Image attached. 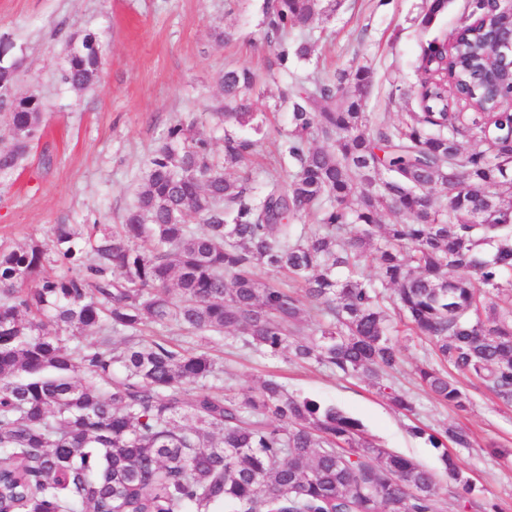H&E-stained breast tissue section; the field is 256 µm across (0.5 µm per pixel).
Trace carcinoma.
Returning a JSON list of instances; mask_svg holds the SVG:
<instances>
[{"mask_svg":"<svg viewBox=\"0 0 512 512\" xmlns=\"http://www.w3.org/2000/svg\"><path fill=\"white\" fill-rule=\"evenodd\" d=\"M320 2L266 0L285 84L296 81L289 56H312ZM473 13L448 50L428 44L422 111L399 124L368 127V68L306 77L288 95L287 181L255 192L225 170L246 168L256 140L226 131L217 157L179 124L122 223L86 236L57 224L50 248L0 250V512H436L435 475L336 406L293 396L275 377L242 397L206 385L224 371L207 344L234 330L256 353L377 378L398 369L403 332L432 346L439 365L418 378L436 400L466 410L464 378L512 403V92L494 77L477 0ZM68 64L66 83L82 92L102 59L77 46ZM17 71L0 65V174L40 137L41 101L16 93ZM220 84L213 116L261 133L251 69H228ZM459 103L470 111H450ZM461 136L486 150L463 154ZM386 211L410 221L383 224ZM147 237L150 250L138 245ZM49 260L60 275L41 276ZM308 308L320 316L311 336ZM170 324L206 345L144 336ZM78 333L94 341L75 344ZM388 398L413 412L407 394ZM428 442L469 488L446 451L473 447L469 431L448 426Z\"/></svg>","mask_w":512,"mask_h":512,"instance_id":"carcinoma-1","label":"carcinoma"}]
</instances>
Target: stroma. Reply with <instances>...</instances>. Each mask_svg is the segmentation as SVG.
<instances>
[{"instance_id":"obj_1","label":"stroma","mask_w":512,"mask_h":512,"mask_svg":"<svg viewBox=\"0 0 512 512\" xmlns=\"http://www.w3.org/2000/svg\"><path fill=\"white\" fill-rule=\"evenodd\" d=\"M335 10L314 23L310 60L289 59L290 69L328 73L364 65L372 83L364 110L370 122L396 124L420 109L423 50L451 38L469 20L471 0H448L423 25L426 0H335ZM264 0H0V65L19 67V88L42 101L43 136L20 166L0 177V247L47 243L57 224H117L136 201L137 188L169 129L195 124L222 153L224 129L210 114L224 96V70L249 67L256 77L252 110L264 137L252 169L254 188L286 181L279 133L287 129L288 104L276 46L262 23ZM98 38L102 70L96 84L76 92L64 83L70 44ZM399 372L375 383L286 356L260 355L225 338L213 349L224 363L225 393L257 390L277 376L289 392L333 404L360 420L366 436L403 455L438 481L439 512H474V505H512V404L475 383L467 412L440 404L417 383L420 367L435 363L432 347L414 336L396 339ZM405 391L415 412L396 410L384 387ZM448 424L469 429L477 447H451L474 491L463 499L449 480L441 449L427 436ZM423 436H415L414 428Z\"/></svg>"}]
</instances>
